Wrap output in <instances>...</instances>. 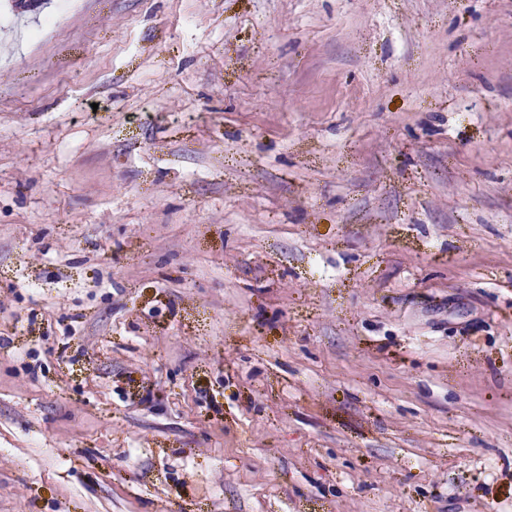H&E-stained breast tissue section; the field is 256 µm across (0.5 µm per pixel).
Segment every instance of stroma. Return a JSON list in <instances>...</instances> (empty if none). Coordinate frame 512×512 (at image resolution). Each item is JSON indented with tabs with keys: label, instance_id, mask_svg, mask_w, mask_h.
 I'll return each instance as SVG.
<instances>
[{
	"label": "stroma",
	"instance_id": "35a3bbf8",
	"mask_svg": "<svg viewBox=\"0 0 512 512\" xmlns=\"http://www.w3.org/2000/svg\"><path fill=\"white\" fill-rule=\"evenodd\" d=\"M0 0V512H512V0Z\"/></svg>",
	"mask_w": 512,
	"mask_h": 512
}]
</instances>
